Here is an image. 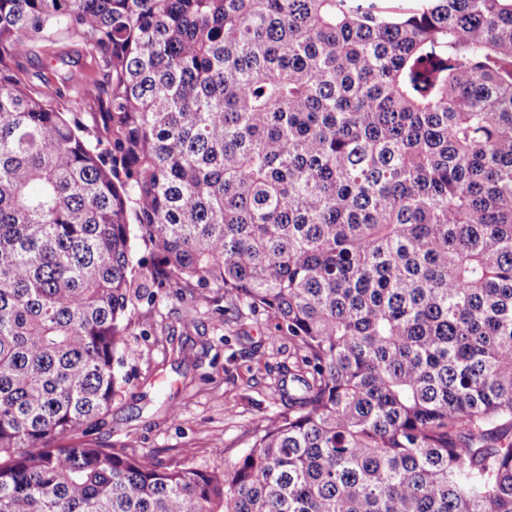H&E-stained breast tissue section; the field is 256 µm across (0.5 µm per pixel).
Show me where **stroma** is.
<instances>
[{
	"label": "stroma",
	"mask_w": 512,
	"mask_h": 512,
	"mask_svg": "<svg viewBox=\"0 0 512 512\" xmlns=\"http://www.w3.org/2000/svg\"><path fill=\"white\" fill-rule=\"evenodd\" d=\"M270 319L183 282L134 301L118 373L123 382L95 442L153 453L167 466L221 471L248 451L250 431L287 410L275 390L288 341Z\"/></svg>",
	"instance_id": "obj_1"
}]
</instances>
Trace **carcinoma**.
Returning <instances> with one entry per match:
<instances>
[{"label":"carcinoma","mask_w":512,"mask_h":512,"mask_svg":"<svg viewBox=\"0 0 512 512\" xmlns=\"http://www.w3.org/2000/svg\"><path fill=\"white\" fill-rule=\"evenodd\" d=\"M172 280L296 355L222 472L87 439ZM0 512H512V0H0Z\"/></svg>","instance_id":"carcinoma-1"}]
</instances>
